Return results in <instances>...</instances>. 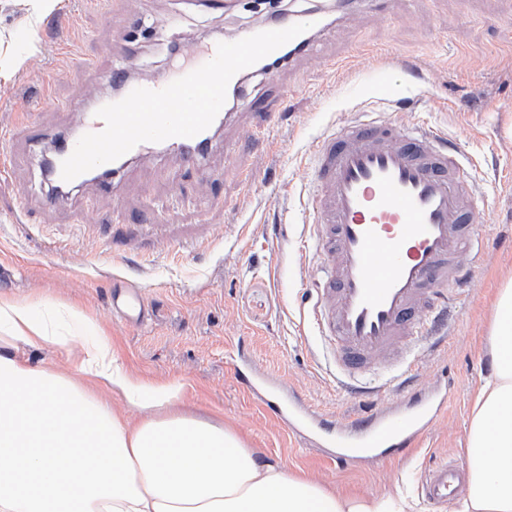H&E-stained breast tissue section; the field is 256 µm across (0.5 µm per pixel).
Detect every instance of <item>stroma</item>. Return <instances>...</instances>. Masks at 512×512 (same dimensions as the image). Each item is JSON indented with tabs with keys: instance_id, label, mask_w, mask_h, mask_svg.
Segmentation results:
<instances>
[{
	"instance_id": "obj_1",
	"label": "stroma",
	"mask_w": 512,
	"mask_h": 512,
	"mask_svg": "<svg viewBox=\"0 0 512 512\" xmlns=\"http://www.w3.org/2000/svg\"><path fill=\"white\" fill-rule=\"evenodd\" d=\"M178 18L190 41L232 39L265 19L246 0L214 18L196 0H122L114 9L59 0L49 13L31 0H0V131L20 113L62 136L74 135L66 104L75 83L88 103L113 93L111 68L122 39L134 55L131 81L164 74L172 57L154 30ZM371 46L352 54L354 44ZM98 72H79L77 54ZM351 56L343 71L323 60ZM283 98L288 119L269 135L245 132L254 100ZM227 146L206 161L199 181L178 158L137 160L118 194L89 185L55 206L43 203L31 146L9 147L13 167L0 180V298L54 314L89 317L118 363L147 385L175 383L180 407L224 424L263 459L304 472L339 492L415 495L425 456L467 463L469 423L489 368L487 336L500 289L512 280V0H391L387 14L363 9L339 17L312 54L249 92ZM358 112L424 121L461 145L477 197L476 235L485 260L445 349L418 348L419 385L453 383L448 409L408 460L343 469L268 417L238 387L230 350L295 386L322 411L347 418L352 399L319 364L307 313L315 261L302 252V195L313 142ZM255 176L245 187L242 171ZM151 263L140 264L143 255ZM139 286L148 318L139 325L112 311V291Z\"/></svg>"
}]
</instances>
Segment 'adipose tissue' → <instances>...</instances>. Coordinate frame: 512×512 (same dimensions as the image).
I'll return each mask as SVG.
<instances>
[{
    "label": "adipose tissue",
    "instance_id": "adipose-tissue-1",
    "mask_svg": "<svg viewBox=\"0 0 512 512\" xmlns=\"http://www.w3.org/2000/svg\"><path fill=\"white\" fill-rule=\"evenodd\" d=\"M72 322L57 333L43 313L0 299V512H418L406 494H336L259 459L234 431L176 412L180 386L136 383L85 318ZM488 342L468 491L453 512H512L511 284ZM41 345L64 351L90 387L32 365ZM112 392L142 419L113 409Z\"/></svg>",
    "mask_w": 512,
    "mask_h": 512
}]
</instances>
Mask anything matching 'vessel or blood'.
Instances as JSON below:
<instances>
[{
  "label": "vessel or blood",
  "mask_w": 512,
  "mask_h": 512,
  "mask_svg": "<svg viewBox=\"0 0 512 512\" xmlns=\"http://www.w3.org/2000/svg\"><path fill=\"white\" fill-rule=\"evenodd\" d=\"M296 23L308 29L265 58V75L285 59L311 52L316 37L332 21L324 11H302L272 22L279 30ZM234 112L220 111L209 128L191 138L144 142L119 159L102 164V191L135 160L179 157L198 168L217 131L229 127ZM29 143L51 141L50 191L43 203L53 206L83 177H61L63 161L75 140L58 135L29 117L19 123ZM314 188L304 207L311 226L304 251L319 257L311 320L330 348L336 381L354 400L340 421L309 405L295 390H279L269 410L296 435L313 437L342 467L405 459L447 407L448 391L438 382L418 385V366L408 352L429 341L438 348L448 339V312L458 301L473 268L484 256L472 232L474 196L458 143L422 123L403 125L379 113L361 112L338 130L319 137L308 161ZM113 309L128 322L142 321L145 298L140 289L113 292ZM390 374L400 393L384 404L377 376ZM467 469L445 461L425 465L419 496L434 512L464 482Z\"/></svg>",
  "instance_id": "obj_1"
}]
</instances>
